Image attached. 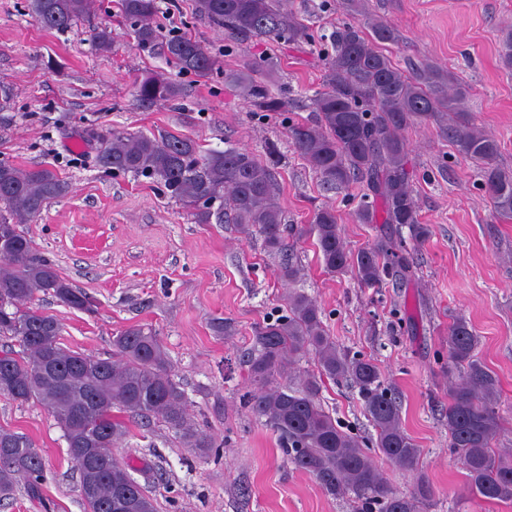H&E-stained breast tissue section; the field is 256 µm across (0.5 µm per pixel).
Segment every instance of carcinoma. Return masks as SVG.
<instances>
[{"instance_id": "cac0c4a2", "label": "carcinoma", "mask_w": 512, "mask_h": 512, "mask_svg": "<svg viewBox=\"0 0 512 512\" xmlns=\"http://www.w3.org/2000/svg\"><path fill=\"white\" fill-rule=\"evenodd\" d=\"M339 5L359 20L342 25L332 36L322 89L311 97L314 120L289 129L292 145L321 183L342 189L357 180L366 182L380 204H362L356 212L359 223L406 226L413 242L425 240L429 228L420 220L402 132L432 123L459 154L479 164L478 176L493 212L511 220L512 169L497 163V141L466 112V89L429 63L404 74L387 52V46L399 40L397 30L366 11L362 0H340ZM89 6V0L29 3L41 26L57 31L72 27ZM116 6L139 48L161 46L169 67L182 74L205 78L213 72L215 59L192 35L162 33L156 23L158 0H116ZM194 10L239 42L312 41L305 24L281 9L277 0H194ZM279 65L277 57L267 56L224 72V81L237 88L250 111L283 112L287 92L276 94L267 83ZM450 85L451 94L445 91ZM180 96L181 88L160 73L149 72L135 83V97L142 104ZM96 138L102 141L99 168L151 180L198 224L227 221L247 236H263L268 252L283 250V215L275 202L272 168L248 151L202 150L191 138L169 131L150 136L114 130ZM67 189V182L52 169H21L0 161V336L18 345L0 350V394L20 404L42 403L63 430L74 467L84 456L94 460L92 489L82 497L86 512H156L154 498L131 476L130 465L108 452L127 434L126 423L113 410L166 423L191 450L210 444L187 424L185 392L174 380L155 329H125L113 339L112 357L100 358L64 348L61 323L33 307L42 293L72 309L95 313L87 294L73 287L51 260L38 255L20 229ZM201 198L210 205L196 207ZM309 233L327 272L350 269L367 287L386 277L400 278L409 269L410 250L401 237L351 253L331 209L314 212ZM253 342L256 354L249 361L248 377L255 389L246 404L279 432L291 463L317 475L327 495L355 499L359 512H423L435 497L434 487L421 480L408 492L394 490L363 442L325 410V380L357 388L385 461L408 472L419 469L421 450L402 427L400 407L384 385L379 366L336 345L316 301L291 293L287 314L255 327ZM477 345L478 337L466 321L456 319L448 326V361L464 370L461 381L448 390L450 447L466 471L471 498L511 502L512 457L494 447L500 429L495 411L499 380L477 358ZM307 354L313 355L317 371L303 373L295 386L281 385L278 378L288 366ZM49 357L55 368L69 375L68 384L41 374ZM91 426L103 433L104 449L91 446ZM44 469L42 456L27 437L0 429V502L13 498L20 486L39 496Z\"/></svg>"}]
</instances>
